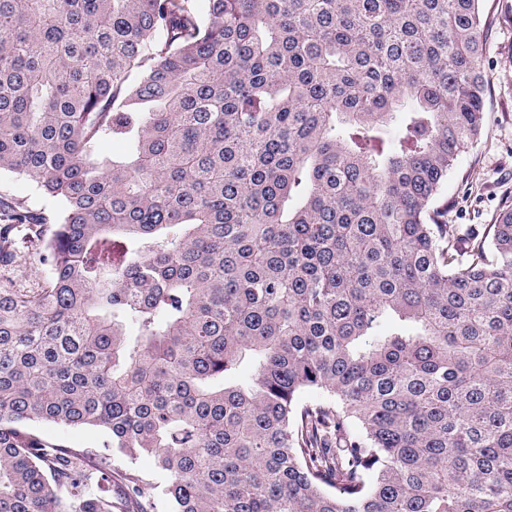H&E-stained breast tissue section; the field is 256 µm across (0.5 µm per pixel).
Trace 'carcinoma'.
<instances>
[{
	"mask_svg": "<svg viewBox=\"0 0 512 512\" xmlns=\"http://www.w3.org/2000/svg\"><path fill=\"white\" fill-rule=\"evenodd\" d=\"M481 2L0 0V266L49 268L0 286V512H512V203L438 202ZM46 276L47 268L36 254H31L20 268L0 269L2 284L17 283L26 288H38ZM36 427L49 438L61 437L71 448H89L101 450L109 441L108 435L102 430L70 429L63 430L52 423L39 422ZM113 462L116 472L117 470H119L118 472L129 470L147 480H151L155 473L154 460L152 457L147 455L140 456L133 461L114 458Z\"/></svg>",
	"mask_w": 512,
	"mask_h": 512,
	"instance_id": "obj_1",
	"label": "carcinoma"
}]
</instances>
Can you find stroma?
<instances>
[{"mask_svg": "<svg viewBox=\"0 0 512 512\" xmlns=\"http://www.w3.org/2000/svg\"><path fill=\"white\" fill-rule=\"evenodd\" d=\"M482 11L487 20L485 127L458 157L442 192L449 223L476 229L490 223L512 193V0H483Z\"/></svg>", "mask_w": 512, "mask_h": 512, "instance_id": "35a3bbf8", "label": "stroma"}]
</instances>
